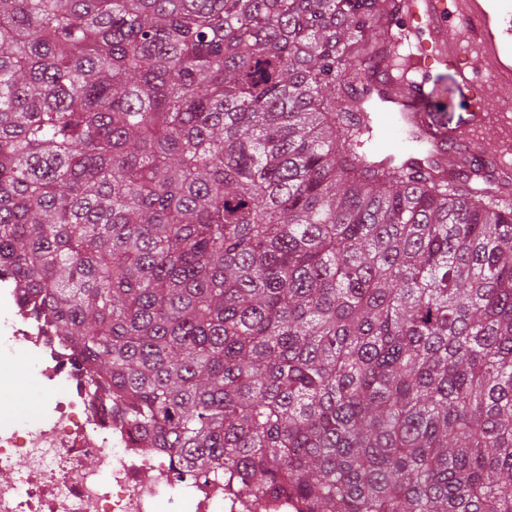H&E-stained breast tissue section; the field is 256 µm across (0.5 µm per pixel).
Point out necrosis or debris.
Instances as JSON below:
<instances>
[{
	"label": "necrosis or debris",
	"mask_w": 512,
	"mask_h": 512,
	"mask_svg": "<svg viewBox=\"0 0 512 512\" xmlns=\"http://www.w3.org/2000/svg\"><path fill=\"white\" fill-rule=\"evenodd\" d=\"M0 393L19 379L34 385L35 422L0 410V512H293L291 502L228 499L223 483L177 471L162 448H137L127 432L94 409L83 374L65 349L21 310L15 289L0 277ZM30 366H10L16 342Z\"/></svg>",
	"instance_id": "necrosis-or-debris-1"
}]
</instances>
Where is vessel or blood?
Listing matches in <instances>:
<instances>
[{
  "label": "vessel or blood",
  "instance_id": "vessel-or-blood-1",
  "mask_svg": "<svg viewBox=\"0 0 512 512\" xmlns=\"http://www.w3.org/2000/svg\"><path fill=\"white\" fill-rule=\"evenodd\" d=\"M402 27L392 35L407 44L382 87L391 105L368 120L369 137L387 157L430 155L448 141L467 145L495 163L502 180L512 179V113L490 111L475 97L468 119L447 130L427 120L428 94L408 74L438 67L452 69L460 85L483 77L502 90L512 89V11L493 10L488 0H402Z\"/></svg>",
  "mask_w": 512,
  "mask_h": 512
}]
</instances>
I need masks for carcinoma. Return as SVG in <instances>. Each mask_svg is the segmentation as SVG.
<instances>
[{
	"mask_svg": "<svg viewBox=\"0 0 512 512\" xmlns=\"http://www.w3.org/2000/svg\"><path fill=\"white\" fill-rule=\"evenodd\" d=\"M397 13L0 0V276L230 496L512 512V193L362 151Z\"/></svg>",
	"mask_w": 512,
	"mask_h": 512,
	"instance_id": "carcinoma-1",
	"label": "carcinoma"
}]
</instances>
